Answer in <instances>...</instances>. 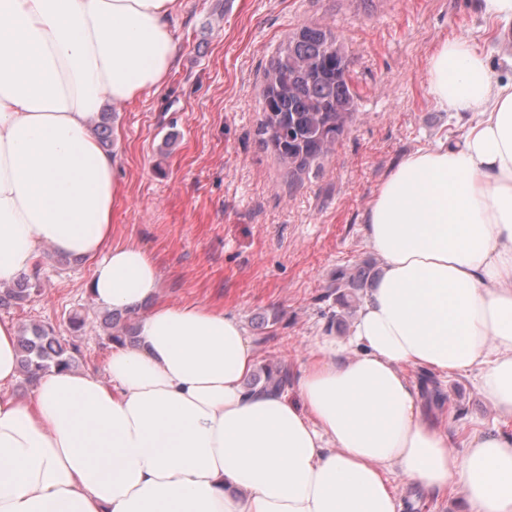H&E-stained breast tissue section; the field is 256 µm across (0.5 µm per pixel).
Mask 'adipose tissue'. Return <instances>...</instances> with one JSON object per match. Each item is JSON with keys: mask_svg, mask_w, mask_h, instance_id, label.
Returning <instances> with one entry per match:
<instances>
[{"mask_svg": "<svg viewBox=\"0 0 512 512\" xmlns=\"http://www.w3.org/2000/svg\"><path fill=\"white\" fill-rule=\"evenodd\" d=\"M185 0H0V283L44 249L92 261L103 309L140 314L105 375L51 370L28 398L15 321L0 319V512H403L394 476L467 512H512V436L463 451L404 367L477 374L512 421V48L463 37L430 59L429 92L471 119L416 150L364 213L382 262L348 339L323 334L294 389L246 388L238 317L159 301L157 258L112 239L118 160L105 106L168 82Z\"/></svg>", "mask_w": 512, "mask_h": 512, "instance_id": "obj_1", "label": "adipose tissue"}]
</instances>
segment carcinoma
Masks as SVG:
<instances>
[{
	"mask_svg": "<svg viewBox=\"0 0 512 512\" xmlns=\"http://www.w3.org/2000/svg\"><path fill=\"white\" fill-rule=\"evenodd\" d=\"M332 30L321 25L305 26L286 36L265 72L261 118L257 134L263 145L277 156L292 177L333 152L336 141L353 113L360 95L350 64L336 61L328 51ZM377 275L374 265L365 262L353 274L336 273V302L351 308L352 302L371 287ZM41 293L36 275L5 286L0 307L32 302ZM134 314L112 312L104 318L108 343H120L135 331ZM20 373L32 384L53 368H73L77 348L71 346L51 326L31 323L18 336ZM280 391L288 384L287 371L266 365L252 385Z\"/></svg>",
	"mask_w": 512,
	"mask_h": 512,
	"instance_id": "cac0c4a2",
	"label": "carcinoma"
}]
</instances>
